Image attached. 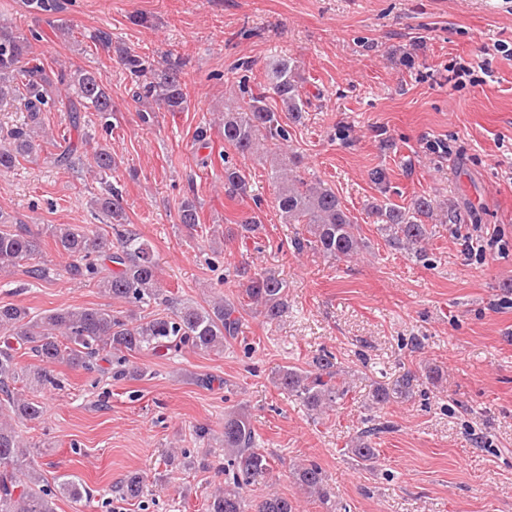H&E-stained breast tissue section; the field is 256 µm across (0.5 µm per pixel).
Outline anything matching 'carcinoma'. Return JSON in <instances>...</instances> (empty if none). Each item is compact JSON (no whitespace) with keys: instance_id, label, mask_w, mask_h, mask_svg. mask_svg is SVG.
<instances>
[{"instance_id":"1","label":"carcinoma","mask_w":512,"mask_h":512,"mask_svg":"<svg viewBox=\"0 0 512 512\" xmlns=\"http://www.w3.org/2000/svg\"><path fill=\"white\" fill-rule=\"evenodd\" d=\"M27 11L35 19L48 18L60 12V0H24ZM35 31L26 36L6 23H0V104L21 101L29 121L6 132L0 138V171L16 166L19 159L30 156L38 143L37 129L31 123L42 112L57 106L55 90L60 85L73 87L69 101V122L80 125V112L92 110L107 119L114 112L112 95L102 75L93 70L47 71L33 56ZM118 59L133 86L132 97L145 106L140 112L143 124L151 126L156 110L182 112L186 108L183 76L188 61L172 53L161 60L141 56L130 50H118ZM271 89L279 99L280 109L266 103L265 93H255L242 85L248 94V107L243 111L224 113V143L244 156L254 152L261 142L279 145L288 141V123L282 114L298 122L305 111L294 66L279 60L270 68ZM77 148L71 142L60 146L52 158L56 167H71ZM98 173L104 180L103 192L93 205L112 229V236L95 233L74 224H50L46 231L53 237L58 251L69 262L63 271L80 283L94 284L114 300H123L141 308H156L169 303L168 295L158 282L154 251L147 239L127 228L123 191L109 181L117 162L107 146H99L94 154ZM224 188L230 194H245L248 182L235 167L224 168ZM278 210L287 224H301L291 244L302 253L319 252L331 259L353 256L360 245L357 224L342 207L336 193L320 183L301 179L280 187ZM437 203L428 196L416 198L409 207L384 205L375 215L389 244L412 250L432 235L434 226L423 219L434 216ZM179 223L187 230L198 225L196 198L186 197L179 206ZM26 224H18L0 214V273L23 268L34 279L50 280L56 272L37 260L39 236ZM233 280L242 288L248 305L273 322L282 316L288 301L287 283L273 274L252 273L246 266L234 270ZM238 308L224 299L207 306L185 302L172 315L133 312L109 308H59L45 315H34L29 308L0 305V416L19 423L34 421L44 415L45 407L25 395L57 385L49 365L65 361L73 367L94 368L100 354L112 359V376L134 379L143 370L129 364L128 355L149 352L166 357L188 348L220 351L235 340L240 330ZM24 349L42 362V366L24 370L18 367V351ZM417 377L408 373L393 387L379 386L372 398L384 404L406 396ZM276 387L300 399L308 410L321 413L343 402L351 386L335 367L332 357L316 358L314 368L300 370L285 366L275 374ZM366 430L351 441L347 453L358 462L371 463L377 449L371 447ZM224 474L227 485L208 494L209 512H297L294 502L269 493L255 505L247 496L248 487L270 473L271 460L256 447V434L248 410L240 407L224 415ZM299 486L309 491L328 508H333L322 468L311 462L296 470ZM146 477L128 475L116 492L133 500L144 494ZM86 490L74 478L55 486L45 483L33 465L30 450L22 448L18 431L0 423V512H57L56 498H83Z\"/></svg>"}]
</instances>
